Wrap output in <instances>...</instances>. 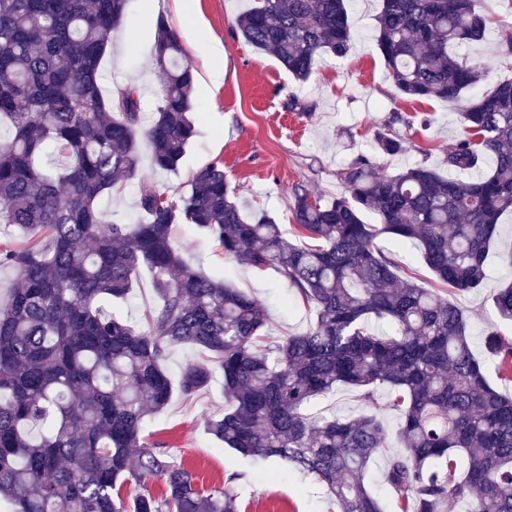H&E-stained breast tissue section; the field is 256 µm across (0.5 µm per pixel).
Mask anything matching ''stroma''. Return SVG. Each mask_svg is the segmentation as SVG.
Here are the masks:
<instances>
[{
  "mask_svg": "<svg viewBox=\"0 0 512 512\" xmlns=\"http://www.w3.org/2000/svg\"><path fill=\"white\" fill-rule=\"evenodd\" d=\"M250 0H193L187 21H180L173 0H128L125 16L114 31L103 60L106 84L132 85L142 94L146 113L155 110L154 91L162 76L153 63L156 22L165 19L178 32L197 79H204L209 48L223 53L224 78L210 89L196 88L197 135L177 172L154 169L148 146L140 148L139 173L171 193L187 190L193 175L205 166L223 164L231 188L245 211H266L289 239H297L293 218L294 185L328 201L344 191L341 174L356 158H368L379 171L396 173L425 164L442 168L460 131L457 109L440 100L406 101L396 89L373 41L381 0H352L354 46L342 59L317 58L308 82L301 83L269 53L247 43L237 19ZM488 20L484 41L469 54L485 67L484 85L512 78V69L497 62L504 51L503 30L512 28V0H479ZM298 109H289V102ZM407 143L405 153L379 154L373 135L382 127ZM173 240L194 269L223 279L261 300L270 315V334L280 340L306 331L314 312L295 296L275 267L262 270L227 258L220 244L193 231L175 228ZM512 249V214L500 220L488 264L486 288L453 295L469 319L471 348L498 390L512 394L497 358L482 337L490 330L512 339V323L496 313L495 287L512 282V267L500 256ZM224 385L212 383L191 399L173 396L168 407L144 432L147 443L162 442L192 469L204 487L223 485L238 474L234 488L242 512H333L324 494L279 461L241 458L215 441L207 420L223 410Z\"/></svg>",
  "mask_w": 512,
  "mask_h": 512,
  "instance_id": "35a3bbf8",
  "label": "stroma"
}]
</instances>
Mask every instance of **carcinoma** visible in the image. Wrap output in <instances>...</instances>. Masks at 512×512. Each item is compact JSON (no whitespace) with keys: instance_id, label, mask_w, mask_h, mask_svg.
Wrapping results in <instances>:
<instances>
[{"instance_id":"carcinoma-1","label":"carcinoma","mask_w":512,"mask_h":512,"mask_svg":"<svg viewBox=\"0 0 512 512\" xmlns=\"http://www.w3.org/2000/svg\"><path fill=\"white\" fill-rule=\"evenodd\" d=\"M126 2L0 0V233L26 237L0 248V267L18 275L0 304V501L12 512H239L234 488L200 489L143 436L174 393L191 398L220 379L226 405L209 434L243 457L298 470L336 512H382L367 481L379 456L402 512H452L458 498L463 512H512V395L489 384L465 311L449 299L485 287L498 221L512 213V80L470 94L483 66L461 53L486 37L478 0H382L374 41L402 97L455 104L462 133L448 170L485 174L463 180L424 164L379 174L361 156L333 200L293 188L303 244L267 212L245 213L217 163L176 198L140 180V218L103 222V200L137 176L140 140L155 168L174 172L196 135V76L165 19L151 119L139 89L104 85L101 61ZM237 28L301 83L319 56L344 58L353 43L346 0H254ZM374 142L383 154L407 151L387 128ZM183 224L240 263L276 267L314 323L268 344L265 305L175 249ZM380 237L414 246L448 289L401 277ZM144 268L158 302L136 322L113 304ZM493 303L512 320L511 283ZM373 320L389 331L373 332ZM484 344L512 367L511 342L490 331ZM181 345L204 362L174 381L167 361ZM341 385L364 407L388 391L402 452H389L374 413L310 412ZM151 479L163 482L162 498L126 503L125 484Z\"/></svg>"}]
</instances>
